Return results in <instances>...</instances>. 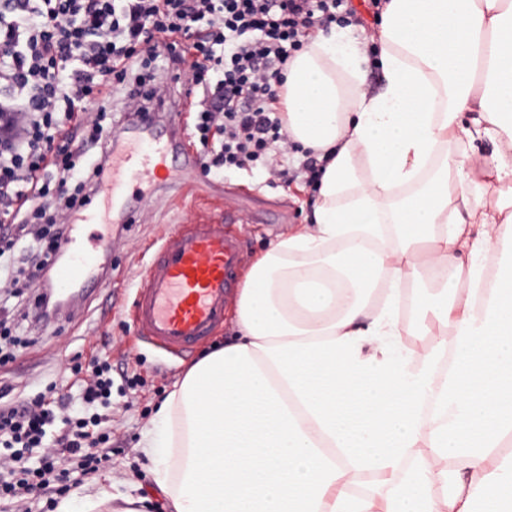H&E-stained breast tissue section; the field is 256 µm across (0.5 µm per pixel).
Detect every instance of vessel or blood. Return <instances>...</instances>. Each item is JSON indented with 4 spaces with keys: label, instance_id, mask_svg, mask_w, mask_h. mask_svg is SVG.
<instances>
[{
    "label": "vessel or blood",
    "instance_id": "1",
    "mask_svg": "<svg viewBox=\"0 0 512 512\" xmlns=\"http://www.w3.org/2000/svg\"><path fill=\"white\" fill-rule=\"evenodd\" d=\"M165 110L164 124L137 114L109 138V177L92 205L65 219L69 230L60 243L65 261L57 270L58 283L93 284L98 258L112 248L111 224L138 202L129 186L159 182L177 161L186 168L198 164L197 154L183 147L178 104ZM242 261L240 233L220 224L173 225L138 276L132 310L137 338L186 350L210 336L225 319Z\"/></svg>",
    "mask_w": 512,
    "mask_h": 512
}]
</instances>
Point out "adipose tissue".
<instances>
[{"instance_id":"obj_1","label":"adipose tissue","mask_w":512,"mask_h":512,"mask_svg":"<svg viewBox=\"0 0 512 512\" xmlns=\"http://www.w3.org/2000/svg\"><path fill=\"white\" fill-rule=\"evenodd\" d=\"M380 44L372 95L351 33L288 61L286 130L324 162L314 224L254 261L239 338L145 430L170 512H512V0H389ZM420 325L436 344L404 350ZM77 501L133 498L81 487L55 512Z\"/></svg>"}]
</instances>
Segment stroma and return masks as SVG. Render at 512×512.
Instances as JSON below:
<instances>
[{"label":"stroma","mask_w":512,"mask_h":512,"mask_svg":"<svg viewBox=\"0 0 512 512\" xmlns=\"http://www.w3.org/2000/svg\"><path fill=\"white\" fill-rule=\"evenodd\" d=\"M141 206L124 223L112 227V251L102 260L107 287L77 295L79 316L63 311L50 324L36 322L35 300L44 289L36 277L20 297L0 295V309L11 313V328L24 340L16 359L0 366V386L12 387L14 398L44 389L49 382L63 385L72 404L79 389L66 376L75 354L91 358L107 353L112 359V462L87 482L88 489L114 486L153 502L148 512H159L164 498L154 492L149 472L140 464V441L151 427L159 404L184 376L187 368L209 346L232 339L234 316L207 341L177 353L136 340L130 315L135 274L156 250L169 225L192 222L220 224L233 218L242 234L244 262L252 264L279 237L304 228L313 219L315 194L300 182L272 187L262 173L228 174L217 178L196 171L172 170L164 185H142Z\"/></svg>","instance_id":"obj_1"}]
</instances>
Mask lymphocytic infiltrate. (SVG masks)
Wrapping results in <instances>:
<instances>
[{
    "label": "lymphocytic infiltrate",
    "instance_id": "f902f5d3",
    "mask_svg": "<svg viewBox=\"0 0 512 512\" xmlns=\"http://www.w3.org/2000/svg\"><path fill=\"white\" fill-rule=\"evenodd\" d=\"M349 0H0V213L55 224L46 208L82 206L84 181L105 179L101 148L112 94L127 112L165 97L158 68L187 71L198 94L188 131L204 171L264 169L287 177L277 87L314 32L351 24ZM84 375V409L47 385L15 404L0 388V512L54 505L70 482L112 461L110 359Z\"/></svg>",
    "mask_w": 512,
    "mask_h": 512
}]
</instances>
